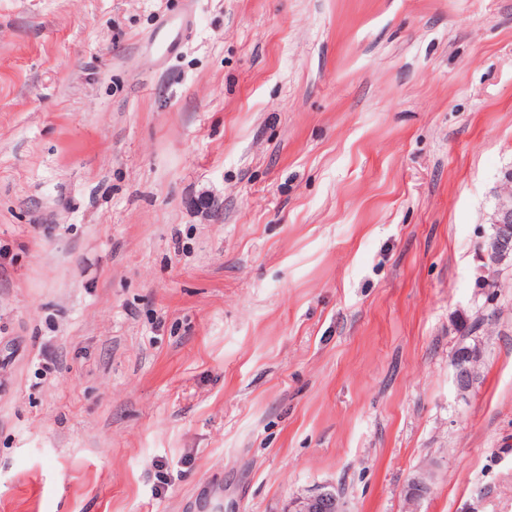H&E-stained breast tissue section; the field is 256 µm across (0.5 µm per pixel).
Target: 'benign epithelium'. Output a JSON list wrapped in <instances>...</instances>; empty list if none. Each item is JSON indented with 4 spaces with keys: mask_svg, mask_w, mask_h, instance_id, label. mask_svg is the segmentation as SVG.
<instances>
[{
    "mask_svg": "<svg viewBox=\"0 0 512 512\" xmlns=\"http://www.w3.org/2000/svg\"><path fill=\"white\" fill-rule=\"evenodd\" d=\"M481 275L478 281L479 295L483 297L481 309L491 310L497 300L500 287L499 274L502 266L512 261V168L502 172L501 186L492 219V234L487 246L479 249ZM479 358L476 348H469L452 355L453 383L461 395L468 393L475 384L471 363ZM432 490L431 476L427 472L416 475L408 489L409 512H418V504ZM287 512H345L342 497L334 488L293 497Z\"/></svg>",
    "mask_w": 512,
    "mask_h": 512,
    "instance_id": "7a95c632",
    "label": "benign epithelium"
}]
</instances>
